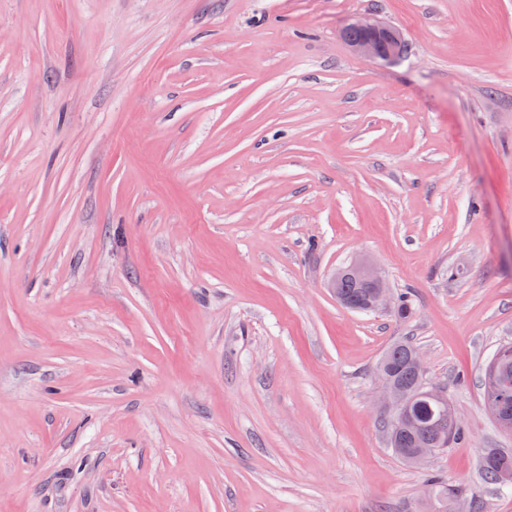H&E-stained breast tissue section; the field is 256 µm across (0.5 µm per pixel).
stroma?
<instances>
[{
    "label": "stroma",
    "mask_w": 512,
    "mask_h": 512,
    "mask_svg": "<svg viewBox=\"0 0 512 512\" xmlns=\"http://www.w3.org/2000/svg\"><path fill=\"white\" fill-rule=\"evenodd\" d=\"M358 259L409 318L337 301ZM401 339L465 431L424 468ZM510 342L512 0H0V512H512ZM351 49L384 63H395L408 53V44L395 27L380 21L357 19L343 29ZM489 383L494 392V395L487 400L486 408L502 429L511 432V417L502 414L498 405L499 400L509 396L512 387V372L510 365L495 361L490 369ZM376 377L382 390L384 408L391 415L403 417L408 405L404 392L393 386L383 372H378ZM480 469L487 481L497 484V472L512 469V452L502 448H486L481 456Z\"/></svg>",
    "instance_id": "obj_1"
}]
</instances>
